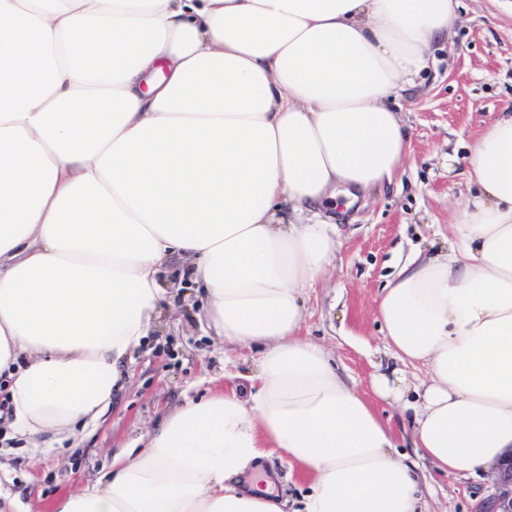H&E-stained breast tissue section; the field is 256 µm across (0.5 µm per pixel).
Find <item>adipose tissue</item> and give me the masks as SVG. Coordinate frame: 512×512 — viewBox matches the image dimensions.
Listing matches in <instances>:
<instances>
[{"label": "adipose tissue", "mask_w": 512, "mask_h": 512, "mask_svg": "<svg viewBox=\"0 0 512 512\" xmlns=\"http://www.w3.org/2000/svg\"><path fill=\"white\" fill-rule=\"evenodd\" d=\"M456 0H0V422L59 439L96 421L191 260L209 330L258 348L257 390L168 415L52 512H283L238 479L286 450L305 512H421L390 427L300 335L337 227L315 207L392 182L391 107ZM447 250L413 254L376 312L402 364L372 381L437 472L512 449V116L466 157ZM426 366L411 385L402 368Z\"/></svg>", "instance_id": "obj_1"}]
</instances>
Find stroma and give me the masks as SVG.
<instances>
[{
    "instance_id": "obj_1",
    "label": "stroma",
    "mask_w": 512,
    "mask_h": 512,
    "mask_svg": "<svg viewBox=\"0 0 512 512\" xmlns=\"http://www.w3.org/2000/svg\"><path fill=\"white\" fill-rule=\"evenodd\" d=\"M458 13L454 27L432 44L428 68L397 99L410 135L408 160L392 182L371 190L340 220L330 271L303 298V336L331 353L339 377L373 403L408 456L415 453L409 424L377 399L371 380L400 368L417 384L427 369L395 360L374 300L414 249L445 250L447 225L475 192L463 159L481 131L512 114V0H459ZM187 265L182 259L163 267L165 286L179 299L162 311L98 422L76 424L79 447L35 448L23 439L0 444L1 506L12 501L49 512L66 493L92 485L114 454L147 437L186 399L223 388L225 374H232L240 398L250 399L259 356L207 334L203 297L182 279ZM261 468L286 512H301L310 486L287 453L270 449ZM431 486L423 496L429 512H474L493 491L489 478L439 473Z\"/></svg>"
}]
</instances>
